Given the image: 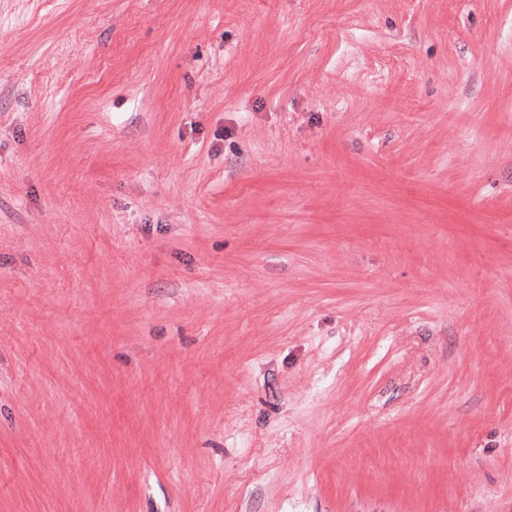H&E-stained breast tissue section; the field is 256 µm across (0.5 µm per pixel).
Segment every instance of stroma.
I'll return each instance as SVG.
<instances>
[{"label": "stroma", "instance_id": "35a3bbf8", "mask_svg": "<svg viewBox=\"0 0 512 512\" xmlns=\"http://www.w3.org/2000/svg\"><path fill=\"white\" fill-rule=\"evenodd\" d=\"M0 512H512V0H0Z\"/></svg>", "mask_w": 512, "mask_h": 512}]
</instances>
